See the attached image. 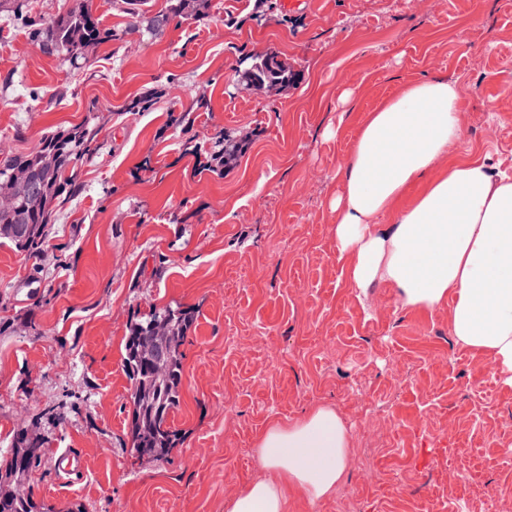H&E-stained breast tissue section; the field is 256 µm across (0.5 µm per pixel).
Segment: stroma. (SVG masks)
<instances>
[{
	"mask_svg": "<svg viewBox=\"0 0 512 512\" xmlns=\"http://www.w3.org/2000/svg\"><path fill=\"white\" fill-rule=\"evenodd\" d=\"M94 5L119 37L81 68L0 13V153L97 130L41 258L0 243V459L18 431L45 439L20 485L37 512H226L264 473L258 437L320 404L349 428L352 464L287 512L512 496V384L454 342L447 307L350 288L329 210L364 115L427 76L462 88L450 159L512 171V0H207L154 36L126 34L120 0ZM265 56L298 81L242 85ZM223 134L243 150L209 167ZM153 305L194 314L163 461L127 451L125 339ZM64 450L80 473L56 471Z\"/></svg>",
	"mask_w": 512,
	"mask_h": 512,
	"instance_id": "35a3bbf8",
	"label": "stroma"
}]
</instances>
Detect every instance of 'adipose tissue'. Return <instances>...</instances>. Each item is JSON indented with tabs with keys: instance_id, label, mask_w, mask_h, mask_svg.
<instances>
[{
	"instance_id": "ef3b65f1",
	"label": "adipose tissue",
	"mask_w": 512,
	"mask_h": 512,
	"mask_svg": "<svg viewBox=\"0 0 512 512\" xmlns=\"http://www.w3.org/2000/svg\"><path fill=\"white\" fill-rule=\"evenodd\" d=\"M461 89L444 78L403 85L367 113L330 204L350 287L383 282L406 308L448 306L455 342L492 359L512 383V172L449 161ZM416 196H408L412 185ZM351 434L328 404L269 426L257 442L265 477L226 512H285L289 492L315 502L342 483Z\"/></svg>"
}]
</instances>
